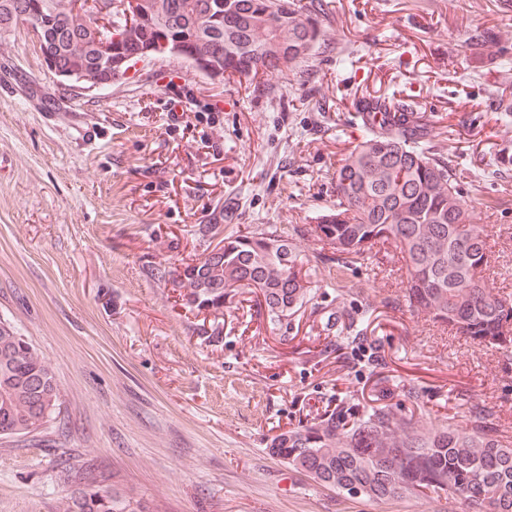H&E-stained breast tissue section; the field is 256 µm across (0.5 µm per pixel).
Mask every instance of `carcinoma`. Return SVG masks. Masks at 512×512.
<instances>
[{"mask_svg": "<svg viewBox=\"0 0 512 512\" xmlns=\"http://www.w3.org/2000/svg\"><path fill=\"white\" fill-rule=\"evenodd\" d=\"M300 12L297 0H152L140 30L112 45L110 60L99 50L107 28L74 12L72 0H0V32L19 22L38 28L39 47L57 68L82 70L91 79L118 72L164 41L166 54L206 77L232 71L262 75L271 84L306 62L320 42L322 0L305 17ZM407 112L364 127L332 176L336 207L306 232L326 242V261L338 265L364 258L380 240L393 243L405 261L407 285L388 303L512 357V302L479 279L489 264L487 225L476 222L457 174L426 151ZM221 243L189 262L154 264L151 275L178 289L199 313L217 314L236 291L256 288L272 326L310 302L317 271L304 267L287 232L259 224ZM58 406L49 366L0 322V436L38 430ZM489 417L477 405L462 423L415 421L389 405L342 406L275 435L267 449L317 485L346 494L360 489L370 501L440 490L465 512H512V446ZM61 512L150 509L89 470Z\"/></svg>", "mask_w": 512, "mask_h": 512, "instance_id": "cac0c4a2", "label": "carcinoma"}]
</instances>
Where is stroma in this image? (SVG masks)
Listing matches in <instances>:
<instances>
[{"mask_svg": "<svg viewBox=\"0 0 512 512\" xmlns=\"http://www.w3.org/2000/svg\"><path fill=\"white\" fill-rule=\"evenodd\" d=\"M324 4L321 48L270 87L161 55L101 89L63 85L26 25L0 32V321L61 394L54 420L0 437V512H58L90 469L160 512H448L435 493L355 499L268 454L340 404L423 421L480 404L512 443V359L385 306L405 279L389 246L320 268L276 328L249 291L204 315L150 274L198 258L216 220L293 231L318 266L327 246L296 228L334 204L360 100L394 95L457 169L489 229L488 282L512 297V0Z\"/></svg>", "mask_w": 512, "mask_h": 512, "instance_id": "35a3bbf8", "label": "stroma"}]
</instances>
